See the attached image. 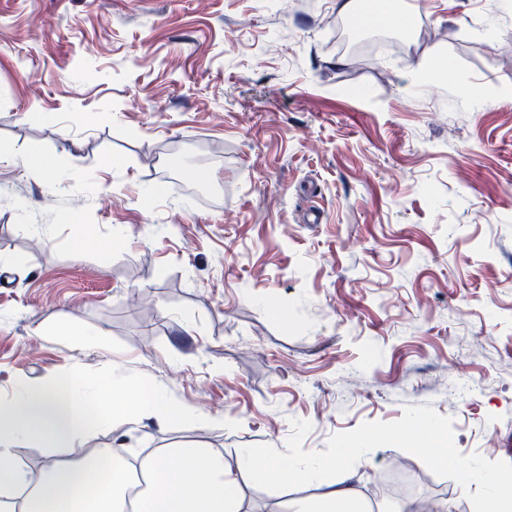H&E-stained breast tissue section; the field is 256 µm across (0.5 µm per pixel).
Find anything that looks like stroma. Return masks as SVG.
Instances as JSON below:
<instances>
[{"label": "stroma", "mask_w": 512, "mask_h": 512, "mask_svg": "<svg viewBox=\"0 0 512 512\" xmlns=\"http://www.w3.org/2000/svg\"><path fill=\"white\" fill-rule=\"evenodd\" d=\"M307 2L0 0V140L65 173L0 162V396L77 366L143 380L194 420L84 449L188 443L233 471L354 439L371 499L476 512L401 435L512 467V0H403L416 32L343 35ZM75 209L123 232L109 260L74 250ZM64 319L99 342L43 335ZM316 494L238 490L241 512ZM17 158L28 170L48 182L56 181L61 177L60 168L48 154L34 147L22 151L16 144L0 140V161Z\"/></svg>", "instance_id": "obj_1"}]
</instances>
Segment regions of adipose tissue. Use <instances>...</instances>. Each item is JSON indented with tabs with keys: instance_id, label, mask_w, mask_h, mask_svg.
<instances>
[{
	"instance_id": "obj_1",
	"label": "adipose tissue",
	"mask_w": 512,
	"mask_h": 512,
	"mask_svg": "<svg viewBox=\"0 0 512 512\" xmlns=\"http://www.w3.org/2000/svg\"><path fill=\"white\" fill-rule=\"evenodd\" d=\"M13 159L46 181L61 176L48 154L0 140V161ZM146 411L174 425L190 418L158 389L92 379L78 368L36 383L15 378L11 397L0 400V512H240L238 477L244 473L262 474L274 485L306 481L319 487L312 502L289 504V512H374L349 465L364 454L352 443L342 444L332 457L304 462L243 448L234 472L225 470L222 456L192 445L156 449L135 465L108 448L74 456L85 437L110 429L118 420L136 422ZM31 445L46 450L36 475L22 461ZM97 461L107 467V479L88 497L82 493L84 476ZM440 463L454 470L461 496L484 488L480 512H512V482L498 471L452 455Z\"/></svg>"
}]
</instances>
